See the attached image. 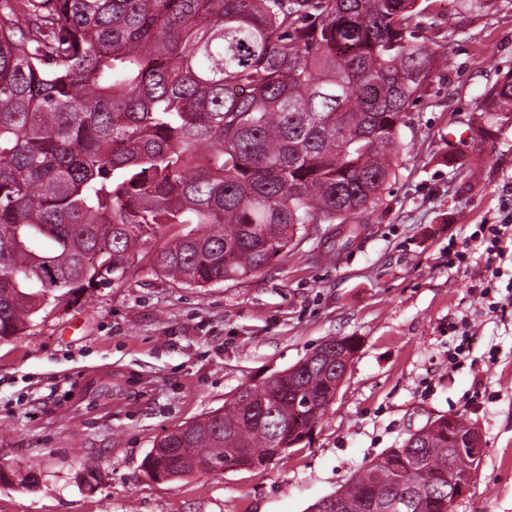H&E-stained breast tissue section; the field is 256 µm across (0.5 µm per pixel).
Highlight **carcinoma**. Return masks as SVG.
Listing matches in <instances>:
<instances>
[{
	"mask_svg": "<svg viewBox=\"0 0 512 512\" xmlns=\"http://www.w3.org/2000/svg\"><path fill=\"white\" fill-rule=\"evenodd\" d=\"M432 0H0V341L49 306L123 279L132 249L205 288L259 272L308 224L356 219L392 177L439 58ZM512 113V71L480 103ZM357 342L241 386L163 435L152 479L188 463L288 458L336 396ZM460 416L369 463L335 512H453L479 459Z\"/></svg>",
	"mask_w": 512,
	"mask_h": 512,
	"instance_id": "1",
	"label": "carcinoma"
}]
</instances>
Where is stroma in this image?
<instances>
[{
  "mask_svg": "<svg viewBox=\"0 0 512 512\" xmlns=\"http://www.w3.org/2000/svg\"><path fill=\"white\" fill-rule=\"evenodd\" d=\"M445 52L401 130L406 148L346 249L310 227L264 270L206 288L157 274L147 246L122 280L39 316L0 342V512H308L409 434L450 416L483 445L453 512H512V261L469 236L512 196V119L478 96L512 71V0H436L420 18ZM495 135H484L487 126ZM466 251L449 266V249ZM501 268L489 298L476 284ZM470 325L469 353L448 355ZM359 349L309 444L257 468L146 476L154 443L222 408L238 387L303 360L325 340ZM100 479L87 486L83 464ZM39 482L20 480L30 462Z\"/></svg>",
  "mask_w": 512,
  "mask_h": 512,
  "instance_id": "obj_1",
  "label": "stroma"
}]
</instances>
